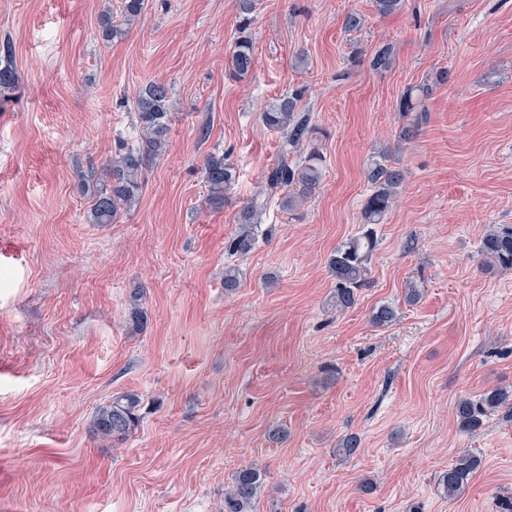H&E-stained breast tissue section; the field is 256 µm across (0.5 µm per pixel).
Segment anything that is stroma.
I'll use <instances>...</instances> for the list:
<instances>
[{"label":"stroma","instance_id":"35a3bbf8","mask_svg":"<svg viewBox=\"0 0 512 512\" xmlns=\"http://www.w3.org/2000/svg\"><path fill=\"white\" fill-rule=\"evenodd\" d=\"M120 2L0 0V68L15 73L0 88V504L223 512L251 465L265 474L254 512H512V416L467 432L454 413L512 388V270L478 251L489 225L512 224V0H404L388 16L374 0H259L247 24L236 0H145L103 40ZM244 24L254 63L236 77ZM385 45L392 63L373 70ZM152 81L173 102L166 150L130 209L90 223L88 173L135 137ZM423 84L427 119L401 139L399 99ZM295 89L320 182L227 254L267 168L301 155L261 119ZM383 150L405 181L368 286L338 312L327 259L358 232ZM212 153L236 171L218 207L202 178ZM384 304L396 318L379 325ZM119 393L139 396L140 422L115 444L92 420ZM465 449L482 463L451 499L439 479ZM145 0H123L121 3L122 21L119 24L111 22V18L104 21L101 31L102 38L106 41L114 40L124 34L126 29L142 15ZM124 26L126 28L124 29Z\"/></svg>","mask_w":512,"mask_h":512}]
</instances>
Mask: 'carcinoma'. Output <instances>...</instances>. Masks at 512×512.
Here are the masks:
<instances>
[{"label": "carcinoma", "instance_id": "1", "mask_svg": "<svg viewBox=\"0 0 512 512\" xmlns=\"http://www.w3.org/2000/svg\"><path fill=\"white\" fill-rule=\"evenodd\" d=\"M145 0H122V21L118 24L107 19L101 31L106 41L122 36L125 28L142 15ZM232 73L247 74L253 64V44L250 38H240L230 54ZM429 88L410 87L400 97L399 111L416 113L413 123L402 130L403 137H411L415 127L425 119L421 102ZM301 93L289 92L266 106L262 113L264 125L284 136L286 144L298 146L308 139L313 127L308 117L298 114ZM171 109L169 88L160 82L150 83L135 100L137 116V143L125 148L124 152L103 167L105 178L110 185L92 197L88 219L92 224H110L120 211L130 207L138 199L142 188L143 171L150 159L162 154L167 145L168 117ZM320 155L311 151L304 161L290 164L282 159L265 175L262 195L250 200L244 207L241 223L236 235L231 238L226 251L230 254L249 251L255 243L258 225L254 224L257 212L267 208L279 193L284 209L293 206L297 198H305L318 185L321 171ZM234 165L224 154H210L203 165V180L208 191L207 201L219 203L235 182ZM405 172L392 164L390 157L383 153L371 160L368 168V182L371 185L363 203L361 230L347 242L338 246L328 258V268L334 280L332 303L336 310L351 308L359 291L369 279V262L377 240V225L392 207L398 188L404 182ZM479 253L490 263L505 269H512V225L494 226L482 236ZM512 409V390L496 388L484 393L473 401L469 398L458 400L455 408L460 428L475 431L483 423V417L496 412L504 405ZM140 399L133 393L112 397L95 413L92 426L94 431L106 440L121 442L138 426ZM481 458L464 452L448 466L440 478L443 493L452 498L468 483L480 468ZM264 474L253 466H245L235 472L231 488L224 492L223 512H253L254 504L261 492Z\"/></svg>", "mask_w": 512, "mask_h": 512}]
</instances>
